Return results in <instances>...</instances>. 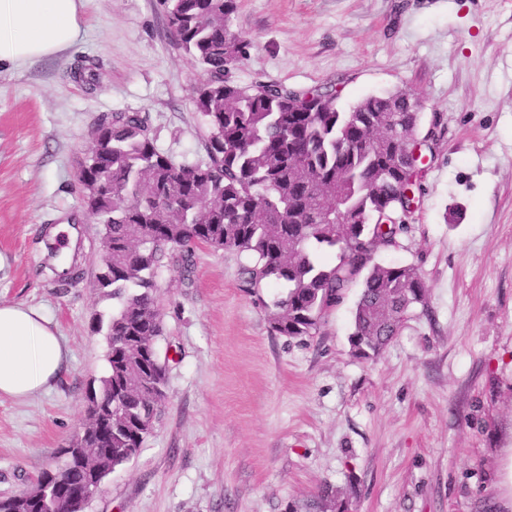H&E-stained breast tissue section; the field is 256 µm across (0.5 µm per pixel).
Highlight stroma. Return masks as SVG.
Returning <instances> with one entry per match:
<instances>
[{"mask_svg": "<svg viewBox=\"0 0 512 512\" xmlns=\"http://www.w3.org/2000/svg\"><path fill=\"white\" fill-rule=\"evenodd\" d=\"M252 41L241 83L329 88L348 111L405 90L435 139L410 230L378 259L412 265L426 305L373 360L348 336L351 288L312 336L271 333L239 286L234 251L196 248L191 275L158 277L164 411L139 455L84 512H302L330 486L350 512H502L512 448V0H237ZM82 36L0 68V303L52 322L67 370L24 399L0 395V497L30 490L87 419L106 367L92 283L99 228L82 224L77 280L41 271L38 242L80 212L78 162L96 120L148 115L159 148L203 161L193 105L205 71L167 31L162 0H83ZM91 61L94 84L74 72Z\"/></svg>", "mask_w": 512, "mask_h": 512, "instance_id": "obj_1", "label": "stroma"}]
</instances>
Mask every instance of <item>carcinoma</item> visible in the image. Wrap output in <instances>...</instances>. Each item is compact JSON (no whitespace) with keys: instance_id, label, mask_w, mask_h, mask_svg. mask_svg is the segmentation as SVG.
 <instances>
[{"instance_id":"cac0c4a2","label":"carcinoma","mask_w":512,"mask_h":512,"mask_svg":"<svg viewBox=\"0 0 512 512\" xmlns=\"http://www.w3.org/2000/svg\"><path fill=\"white\" fill-rule=\"evenodd\" d=\"M177 44L208 73L193 103L208 127L206 159L176 164L156 144L146 116L99 119L78 182L89 221L102 226L93 288L117 301L97 331L108 342L96 393L112 405V435L99 438L89 407L84 445L64 450L45 476L89 482L83 459L108 475L141 451L162 412L167 363L155 342L163 324L156 277L178 264L188 272L195 247L235 251L240 286L266 309L270 330L311 336L324 314L360 287L349 343L378 356L406 316L427 300L412 265L384 264L379 251L408 231L407 194L417 175L396 134H418L417 101L406 91L368 96L338 110L337 93L285 85H244L236 76L251 43L231 30L237 0H164ZM69 285L75 264L48 266ZM287 292L267 303L260 289ZM29 493L0 499V512H23Z\"/></svg>"}]
</instances>
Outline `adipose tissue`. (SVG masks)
Segmentation results:
<instances>
[{"mask_svg": "<svg viewBox=\"0 0 512 512\" xmlns=\"http://www.w3.org/2000/svg\"><path fill=\"white\" fill-rule=\"evenodd\" d=\"M81 0H0V66L53 56L76 44ZM50 321L21 303L0 304V395L45 390L67 366Z\"/></svg>", "mask_w": 512, "mask_h": 512, "instance_id": "1", "label": "adipose tissue"}]
</instances>
